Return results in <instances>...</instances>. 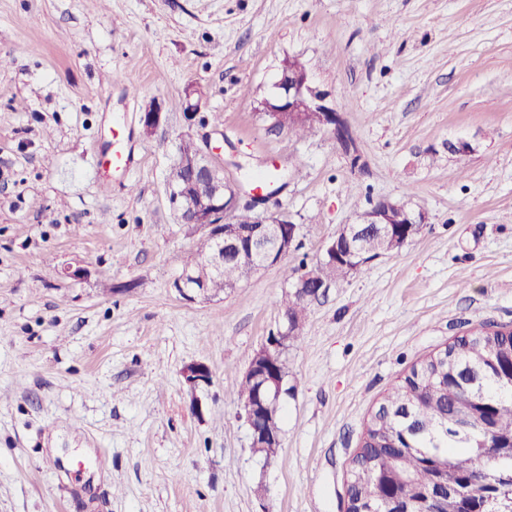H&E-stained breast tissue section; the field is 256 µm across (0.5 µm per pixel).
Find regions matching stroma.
Instances as JSON below:
<instances>
[{"label": "stroma", "mask_w": 512, "mask_h": 512, "mask_svg": "<svg viewBox=\"0 0 512 512\" xmlns=\"http://www.w3.org/2000/svg\"><path fill=\"white\" fill-rule=\"evenodd\" d=\"M288 56L357 156L269 130ZM0 58V512H345L367 423L412 367L512 329V0H0ZM191 84L196 123L172 106ZM115 123L138 164L105 197L89 170ZM189 132L242 203L284 169L257 209L300 226L283 264L196 304L173 283L200 235L166 184ZM381 200L427 221L309 301L263 464L237 388L281 322L283 268ZM192 363L209 385L185 384Z\"/></svg>", "instance_id": "1"}]
</instances>
